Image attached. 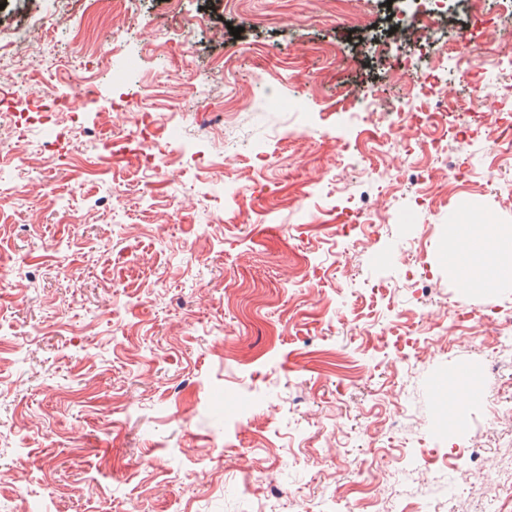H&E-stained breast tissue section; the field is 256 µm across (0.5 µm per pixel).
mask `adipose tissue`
Segmentation results:
<instances>
[{
	"label": "adipose tissue",
	"mask_w": 512,
	"mask_h": 512,
	"mask_svg": "<svg viewBox=\"0 0 512 512\" xmlns=\"http://www.w3.org/2000/svg\"><path fill=\"white\" fill-rule=\"evenodd\" d=\"M448 254L449 271L459 274L465 287L494 288L512 281V230L497 224L453 225Z\"/></svg>",
	"instance_id": "1"
}]
</instances>
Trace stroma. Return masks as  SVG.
<instances>
[{
  "label": "stroma",
  "instance_id": "1",
  "mask_svg": "<svg viewBox=\"0 0 512 512\" xmlns=\"http://www.w3.org/2000/svg\"><path fill=\"white\" fill-rule=\"evenodd\" d=\"M5 3L0 32L31 35L10 69L31 111L42 86L71 94L85 52L131 57L179 160L156 174L92 136L101 113L139 135L142 91L108 73L62 162L0 120L18 188L0 208V512H365L371 496L512 512L495 468L512 448L496 334H512V284L468 291L441 261L455 218L512 225L491 138L512 69L433 156L386 62L406 0H130L117 17L98 0ZM204 93L221 130L199 123ZM388 112L395 138L367 162L364 130ZM456 162L465 183L447 180ZM409 208L408 224L341 230ZM459 367L477 386L452 429L431 387Z\"/></svg>",
  "mask_w": 512,
  "mask_h": 512
}]
</instances>
